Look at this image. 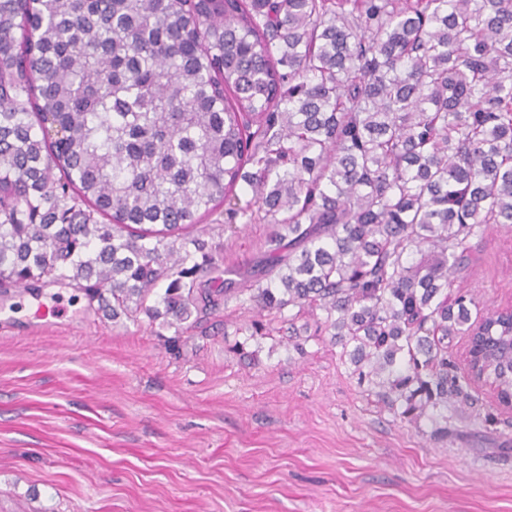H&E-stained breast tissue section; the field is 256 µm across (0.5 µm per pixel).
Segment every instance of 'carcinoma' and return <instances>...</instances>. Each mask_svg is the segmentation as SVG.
Wrapping results in <instances>:
<instances>
[{
  "label": "carcinoma",
  "instance_id": "1",
  "mask_svg": "<svg viewBox=\"0 0 512 512\" xmlns=\"http://www.w3.org/2000/svg\"><path fill=\"white\" fill-rule=\"evenodd\" d=\"M215 214L275 225L256 287L199 281ZM494 224L512 0H0V288L163 328L245 299L253 340L318 309L358 384L446 434L453 337L512 397V312L452 290Z\"/></svg>",
  "mask_w": 512,
  "mask_h": 512
}]
</instances>
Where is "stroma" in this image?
I'll return each mask as SVG.
<instances>
[{
	"label": "stroma",
	"mask_w": 512,
	"mask_h": 512,
	"mask_svg": "<svg viewBox=\"0 0 512 512\" xmlns=\"http://www.w3.org/2000/svg\"><path fill=\"white\" fill-rule=\"evenodd\" d=\"M272 230L208 225L210 278L251 281ZM453 285L512 308V231L472 236ZM255 317L230 300L172 352L174 328L106 319L73 286L0 291V512H512L490 384L442 435L362 392L305 332L315 314L253 340Z\"/></svg>",
	"instance_id": "1"
}]
</instances>
